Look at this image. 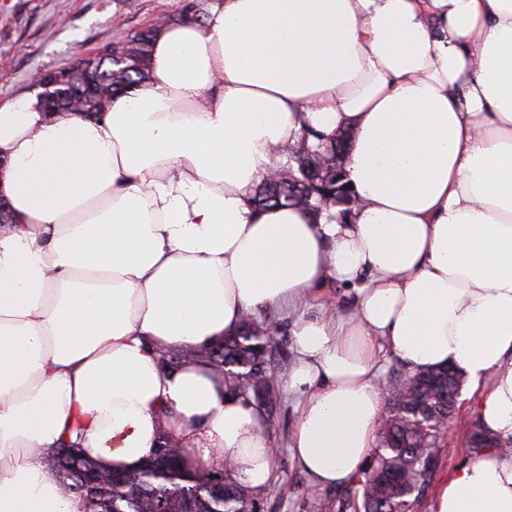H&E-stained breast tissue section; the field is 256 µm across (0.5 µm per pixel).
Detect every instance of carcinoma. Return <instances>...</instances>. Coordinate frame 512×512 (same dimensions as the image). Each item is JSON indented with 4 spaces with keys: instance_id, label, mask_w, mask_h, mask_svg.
<instances>
[{
    "instance_id": "obj_1",
    "label": "carcinoma",
    "mask_w": 512,
    "mask_h": 512,
    "mask_svg": "<svg viewBox=\"0 0 512 512\" xmlns=\"http://www.w3.org/2000/svg\"><path fill=\"white\" fill-rule=\"evenodd\" d=\"M154 30L140 33L122 46L112 47L121 63L106 72L98 69V57L82 60L73 74L81 93L67 86L55 89L64 112H105L112 98L149 78V60ZM329 185L333 203L313 208L320 214L336 207L334 200L349 203L351 190ZM279 353L276 328L245 321L240 330L224 337V343L180 356L162 354V363L201 362L224 377V384L253 399L267 415H273L281 396L268 379V363ZM392 403L382 426L380 443L364 472L336 499L323 503L326 512H414L436 478V457L443 427L451 422L448 409V369L406 375L392 388ZM475 450L486 446L504 455L512 454V437L488 435L481 426L473 431ZM43 463L69 490L82 497L88 512H186L187 499L198 512H257L252 490L239 483L228 470L200 469L187 464L180 450L163 443L132 471L112 478V471L74 448L62 449L43 458Z\"/></svg>"
}]
</instances>
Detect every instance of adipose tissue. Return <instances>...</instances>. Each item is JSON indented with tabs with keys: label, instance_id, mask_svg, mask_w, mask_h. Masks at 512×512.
<instances>
[{
	"label": "adipose tissue",
	"instance_id": "adipose-tissue-1",
	"mask_svg": "<svg viewBox=\"0 0 512 512\" xmlns=\"http://www.w3.org/2000/svg\"><path fill=\"white\" fill-rule=\"evenodd\" d=\"M310 130L350 134L347 222L249 202ZM0 157V512H86L43 456L131 470L165 434L266 489L263 410L161 354L269 308L296 315L288 452L313 485L368 465L386 350L458 368L512 436V0H207L104 114L0 102ZM432 510L512 512V455L449 472Z\"/></svg>",
	"mask_w": 512,
	"mask_h": 512
}]
</instances>
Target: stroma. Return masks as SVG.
Listing matches in <instances>:
<instances>
[{
  "label": "stroma",
  "mask_w": 512,
  "mask_h": 512,
  "mask_svg": "<svg viewBox=\"0 0 512 512\" xmlns=\"http://www.w3.org/2000/svg\"><path fill=\"white\" fill-rule=\"evenodd\" d=\"M171 12L169 0H0V100L30 89L35 74L75 65L82 54L147 31ZM296 417L286 397L269 420L276 461L269 488L254 495L258 512H319L323 489L288 453ZM477 422L475 399L461 390L439 451V476L474 460L468 440Z\"/></svg>",
  "instance_id": "obj_1"
}]
</instances>
